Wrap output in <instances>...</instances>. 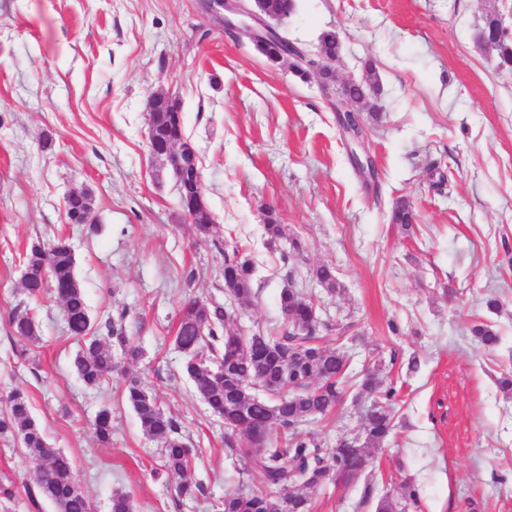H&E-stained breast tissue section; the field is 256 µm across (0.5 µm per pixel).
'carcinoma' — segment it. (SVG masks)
Here are the masks:
<instances>
[{"label":"carcinoma","mask_w":512,"mask_h":512,"mask_svg":"<svg viewBox=\"0 0 512 512\" xmlns=\"http://www.w3.org/2000/svg\"><path fill=\"white\" fill-rule=\"evenodd\" d=\"M267 11L275 16H290L295 10L292 0H266ZM498 69L512 72V37L495 39ZM339 32L325 30L319 35L318 56L334 59L339 56ZM367 79L349 81L341 86V96L361 104L370 95L380 92L376 69L366 64ZM176 135L168 112L157 113L154 139L163 143ZM392 223L405 227L415 223V213L409 202L395 203ZM265 232L270 242L285 238L283 225L269 210L265 214ZM29 275L23 288L36 295L51 287L61 303L71 335L84 340L74 359L78 376L89 387H98L118 369L112 357V344H117L131 360L140 357L121 326L106 325L107 335H98L84 293L76 276V259L67 239L57 236L44 243L37 242L25 253ZM255 267L250 258L236 246L224 253L225 294L245 303L252 295ZM310 275L328 294H335L340 284L336 269L322 263L310 269ZM280 328L257 329L247 337L248 351L242 349L241 334L229 327L228 310L224 303L203 297H191L181 305L175 328L174 343L183 354L179 376L187 378L196 395L209 412L224 420V446L237 450L246 460L244 473L248 484L227 491L216 505V512H271L269 490L285 492L291 512H312L311 492L327 484H351L361 475L352 472L353 465L368 464L369 450L380 445L393 427L391 409L398 399L393 386L381 387V381L368 372L360 382L362 393L373 397L364 417L363 433L347 440L336 441V447L325 448L315 438L294 433L297 425L328 415L339 403L347 382V362L336 347L323 346L329 335L343 336L349 325L324 319L315 300L294 286L293 281L279 293ZM9 326L24 356L26 343L38 340V329L29 311L10 312ZM473 335L488 350L494 349L499 335L488 324H477ZM243 386L236 390L228 385L224 367ZM125 399L135 412L144 434L161 447V468L156 473L179 476L177 498L196 499L204 494L201 484L186 478L194 459V448L185 438L179 422L161 408L157 398L146 391L136 379L126 381ZM248 420L263 427L262 447H251L249 436L234 429L236 423ZM283 436L271 433L272 427ZM94 432L101 443L110 441L112 414L101 409L94 421ZM0 437L20 443L25 453L43 461L32 481L26 484L32 507L41 502L51 504L55 512H91L84 492L77 488L72 460L62 451L49 446L46 436L34 420L29 401L16 389L7 399V408L0 412ZM404 504L389 498L380 499L376 512H409L416 505L417 492L413 485H403Z\"/></svg>","instance_id":"1"}]
</instances>
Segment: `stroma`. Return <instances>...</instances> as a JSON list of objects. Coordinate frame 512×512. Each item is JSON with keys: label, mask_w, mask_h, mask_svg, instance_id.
Listing matches in <instances>:
<instances>
[{"label": "stroma", "mask_w": 512, "mask_h": 512, "mask_svg": "<svg viewBox=\"0 0 512 512\" xmlns=\"http://www.w3.org/2000/svg\"><path fill=\"white\" fill-rule=\"evenodd\" d=\"M490 15L512 28V0H296L282 22L314 50L339 30L338 80L380 78L378 120L349 147L334 93L272 66L247 35L215 25L200 0H0V410L14 389L52 447L73 461L93 512L128 492L135 512H214L243 477L245 461L224 446V423L179 377L173 345L181 302L224 297V245L255 263L240 330L280 323L289 276L321 312L349 326L336 345L351 357L343 400L328 417L299 425L325 447L361 430L365 362L399 393L394 431L363 476L373 496L418 491L413 512H512V396L498 386L512 369V74L477 40ZM179 99L214 219L203 243L179 201L175 178L148 146L147 105L157 91ZM370 156L379 187L363 183L351 153ZM91 192L97 232L70 223L66 197ZM417 221L391 223L395 200ZM301 241L269 243L264 209ZM68 237L95 321L121 316L142 351L120 348V370L101 387L73 369L82 342L66 328L52 290L22 286L25 250ZM336 268L327 295L306 274ZM501 302L498 312L488 298ZM34 317L39 339L18 358L13 308ZM484 322L495 350L474 337ZM416 369H409L410 360ZM176 417L193 442L191 478L206 493L177 501V478L156 475L160 449L124 397V373ZM112 412L104 446L92 421ZM40 462L0 439V512H32L26 495ZM363 484L311 494L313 512H374Z\"/></svg>", "instance_id": "stroma-1"}]
</instances>
